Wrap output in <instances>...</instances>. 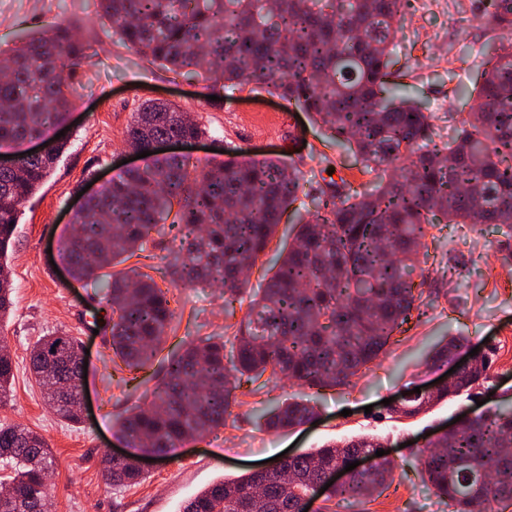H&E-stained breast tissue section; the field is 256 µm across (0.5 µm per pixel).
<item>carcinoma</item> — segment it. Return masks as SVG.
<instances>
[{
	"label": "carcinoma",
	"mask_w": 512,
	"mask_h": 512,
	"mask_svg": "<svg viewBox=\"0 0 512 512\" xmlns=\"http://www.w3.org/2000/svg\"><path fill=\"white\" fill-rule=\"evenodd\" d=\"M112 35L174 71L191 69L223 89L264 85L322 124L336 146L372 176L369 186L331 180L298 216L294 243L250 306L231 349L220 337L170 353L152 398L115 423L134 448L167 455L226 424L236 391L265 373L310 389L343 386L376 360L406 324L417 299L413 275L437 224L492 225L512 238V51L491 47L474 104L457 113L456 134L432 137L431 113L419 101L390 94V45L410 0H97ZM482 20L512 31V0H485ZM85 43L67 28L28 35L6 53L0 79V146L20 145L62 125L72 107L71 79ZM202 126L175 105L148 101L126 131L130 146L160 137L199 138ZM66 148L55 141L40 156H17L0 170V319L12 307L9 257L22 204L51 176ZM296 172L271 161L230 159L207 170L181 157L155 159L122 172L91 199L70 235L72 279L89 281L127 373L143 378L166 340L174 311L167 292L136 267L107 273L143 249L152 234L183 229L169 262L172 283L218 281L224 311L246 288L244 270L265 253L283 215L298 201ZM178 210H173V206ZM452 336L430 356L437 364L464 349ZM80 341L66 332L40 337L29 356L54 415L82 417ZM493 357L483 353L451 389L423 392L391 415L413 418L441 401L493 387ZM14 363L0 346V403ZM316 415L309 400L288 398L262 410L268 428L291 429ZM420 458L425 481L453 512H501L512 505V409L488 408L459 435L433 440ZM378 438L362 435L299 454L264 474L221 480L189 499L182 512H300L303 497L349 453L375 454ZM112 487L140 483L136 456L101 457ZM0 467L10 483L0 512H52L47 479L55 459L47 441L21 425H0ZM394 479L387 456L353 476L330 498L365 500Z\"/></svg>",
	"instance_id": "1"
}]
</instances>
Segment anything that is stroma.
<instances>
[{
	"label": "stroma",
	"instance_id": "35a3bbf8",
	"mask_svg": "<svg viewBox=\"0 0 512 512\" xmlns=\"http://www.w3.org/2000/svg\"><path fill=\"white\" fill-rule=\"evenodd\" d=\"M95 0H11L0 10V47L10 48L31 31L66 27L87 46L88 57L77 73L67 150L54 174L22 206L15 229L11 268L15 285L12 313L0 320V338L15 361L14 380L0 424L19 423L42 435L56 466L48 484L54 512H180L184 501L221 479L251 471L252 464L284 450L303 453L330 443L370 434L377 436L394 460L395 478L382 493L361 504L339 500L328 512H451L424 480L419 457L435 431L474 409L460 397L436 405L415 418L390 419L384 399L416 387L447 380L448 364L427 357L450 336L495 352L493 381L497 404L512 406V239L494 227L438 225L428 243L422 295L403 331L350 385L320 392L275 379L257 393L240 394V406L225 426L180 446L172 459L151 464L140 484L115 489L104 481L103 453L123 449L114 420L126 408L143 404L151 385L135 387L111 375L104 365L112 350L105 336L94 333L86 297L92 288L55 272L49 254L61 234L71 232L81 202L77 186L88 173L108 181L123 165H136L125 143V131L144 101L164 99L178 105L206 129L188 150L191 165L202 169L237 159L267 160L296 170L303 192L314 191L329 175L358 185L368 177L354 159L336 147L328 132L306 113L289 107L267 89L220 91L192 74H173L148 62L112 35L95 13ZM482 0H411L403 27L390 47L403 91L432 113L434 139L447 141L456 127L449 110H462V98L450 89L473 90L480 81L490 46L512 40L481 21ZM221 102H214V95ZM294 214H286L276 236L248 274L249 289L234 303L235 316H224V288L204 282L172 287L166 272L174 248L170 236L151 237L133 263L167 290L174 319L164 344L174 351L182 343L209 336L232 339L252 293L263 288L279 252L292 241ZM62 329L81 339L89 351L86 413L81 424L67 426L46 405L41 386L29 371V351L49 331ZM289 397L313 399L314 425L272 431L256 419L258 409Z\"/></svg>",
	"mask_w": 512,
	"mask_h": 512
}]
</instances>
